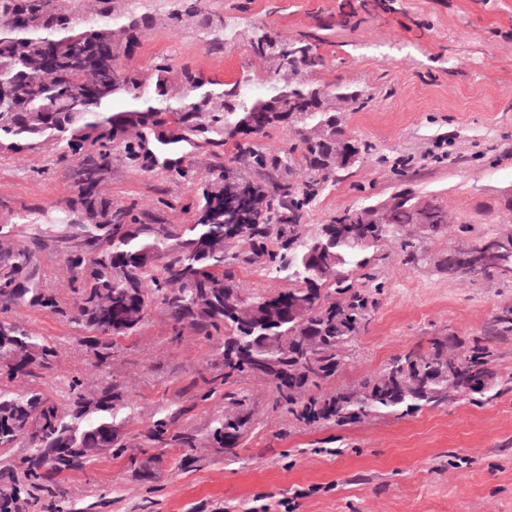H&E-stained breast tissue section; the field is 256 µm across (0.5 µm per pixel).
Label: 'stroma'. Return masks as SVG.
<instances>
[{
    "label": "stroma",
    "instance_id": "1",
    "mask_svg": "<svg viewBox=\"0 0 512 512\" xmlns=\"http://www.w3.org/2000/svg\"><path fill=\"white\" fill-rule=\"evenodd\" d=\"M231 17L239 40L207 50L193 27L159 23L130 59L147 66L164 55L178 67L233 83L269 76L246 37L265 23L280 35L309 36L325 64L321 85L362 87L369 106L346 113L352 136L371 144L369 155L337 175L314 202L309 227L410 191L436 197L478 234L507 233L505 193L512 189V0H206ZM408 177L401 180L396 166ZM69 170L51 152L0 159V223L10 212L57 203L70 194ZM108 190L114 199L150 209L160 195L190 196L170 173H144L118 163ZM454 234L427 242L418 265L397 246L378 247L363 283L377 289V307L352 346L333 385L357 384L417 344L451 334L463 347L492 337L499 397L483 403L467 395L402 418L342 427L308 426L271 410L270 388L249 379L260 416L237 457L196 449L198 464L165 452L148 469L103 456L62 480L74 507L110 493L105 512H139L152 496L155 512H263L287 500L288 512H512V335L496 336V319L512 309V272L475 281L441 272L438 261L457 248ZM29 329L55 340L61 368L81 373L89 387L100 377L84 346L57 316L31 310ZM164 313L152 310L140 331L121 339L114 376L138 402L126 424L138 432L162 405L183 401V387L205 362L207 345L193 333L169 341Z\"/></svg>",
    "mask_w": 512,
    "mask_h": 512
}]
</instances>
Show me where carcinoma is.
I'll list each match as a JSON object with an SVG mask.
<instances>
[{"label": "carcinoma", "mask_w": 512, "mask_h": 512, "mask_svg": "<svg viewBox=\"0 0 512 512\" xmlns=\"http://www.w3.org/2000/svg\"><path fill=\"white\" fill-rule=\"evenodd\" d=\"M66 0H0V158L52 151L69 166L72 195L64 202L27 208L0 224V512H90L106 495L76 508L59 476L101 456L130 448L182 452L181 465L204 444L226 457L257 420L247 379L269 384L272 408L307 425L345 426L369 417L414 414L465 392L477 402L499 395L491 339L465 351L454 336H435L426 351L412 349L356 385L322 387L340 371L374 301L355 275L370 262L341 231L349 224L394 241L405 262L420 261L422 242L441 237L452 223L433 199L424 210L414 195L400 199L377 224H363L369 208L348 211L310 231L306 216L336 175L370 145L348 135L345 112H358L372 95L309 75L324 66L307 37L284 38L266 24L252 28L247 46L277 80L256 93L253 79L234 83L205 78L158 57L146 68L119 66L140 44L155 18L133 0H89L76 13ZM205 0H181L162 18L171 30L194 26L221 49L234 40L226 17ZM112 66H107V61ZM289 131L286 146L261 142L268 131ZM232 143L234 153L200 176L193 151ZM143 172L163 169L193 187L187 199L159 197V209L194 214L191 224H155L136 206L107 191L112 165ZM426 224L425 232L419 225ZM482 238L456 248L441 268L458 274L460 256L479 250ZM238 245L247 254L234 252ZM59 258L55 270L39 257ZM255 264L295 287L246 293L233 267ZM61 274L68 301L51 287ZM160 309L170 342L189 328L211 346L201 381L185 404L157 410L130 434L125 422L137 401L112 374L118 341ZM57 316L85 346L100 382L94 389L77 374H61L56 342L32 332L24 312ZM457 360L453 375L441 362ZM28 379L24 391L14 382ZM51 382V390L40 385ZM224 400L204 435L181 423L194 408ZM13 448H25L19 458Z\"/></svg>", "instance_id": "carcinoma-1"}]
</instances>
